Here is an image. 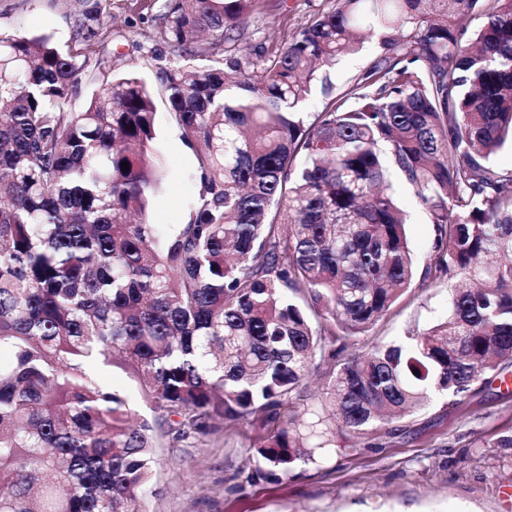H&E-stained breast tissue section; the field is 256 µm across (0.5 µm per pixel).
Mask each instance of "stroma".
<instances>
[{"label":"stroma","mask_w":512,"mask_h":512,"mask_svg":"<svg viewBox=\"0 0 512 512\" xmlns=\"http://www.w3.org/2000/svg\"><path fill=\"white\" fill-rule=\"evenodd\" d=\"M105 41L95 80H83L69 110L83 111L97 83L136 74L154 78L159 67L190 65L202 72L220 66L215 53L189 61L160 38L165 0H99ZM333 0H274L249 18L233 53L257 56L281 47ZM77 0H0V33L45 35L68 49L79 18ZM156 152L169 160L148 211L155 224H183L198 188L195 154L178 138L164 97H157ZM406 233L420 264L434 256V231L405 185H397ZM455 280L414 282L368 331L347 338L343 358L367 353L377 343L433 326L448 313ZM395 433L374 434L373 447L344 431L335 450L316 463H297L280 481L251 479L247 460L265 432L259 425H229L204 438L163 439L154 492L144 512H512L503 491L512 487V448L494 440L512 434V363L479 377L460 402L439 395L396 424Z\"/></svg>","instance_id":"obj_1"}]
</instances>
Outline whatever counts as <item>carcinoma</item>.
I'll list each match as a JSON object with an SVG mask.
<instances>
[{
	"instance_id": "carcinoma-1",
	"label": "carcinoma",
	"mask_w": 512,
	"mask_h": 512,
	"mask_svg": "<svg viewBox=\"0 0 512 512\" xmlns=\"http://www.w3.org/2000/svg\"><path fill=\"white\" fill-rule=\"evenodd\" d=\"M258 2L167 0L163 34L209 54L199 34L238 41ZM477 9L466 39L457 19ZM102 29L83 0L76 50L0 34V512H142L159 437L259 415L252 474L286 477L334 430L369 440L512 362V175L490 165L512 139V0H336L272 55L106 81L71 112ZM372 39L336 92L321 67ZM157 86L197 158L184 224L147 218ZM393 172L433 224L420 275ZM433 274L460 277L445 320L331 368L309 421L282 416L316 360ZM93 362L128 373L153 416Z\"/></svg>"
}]
</instances>
